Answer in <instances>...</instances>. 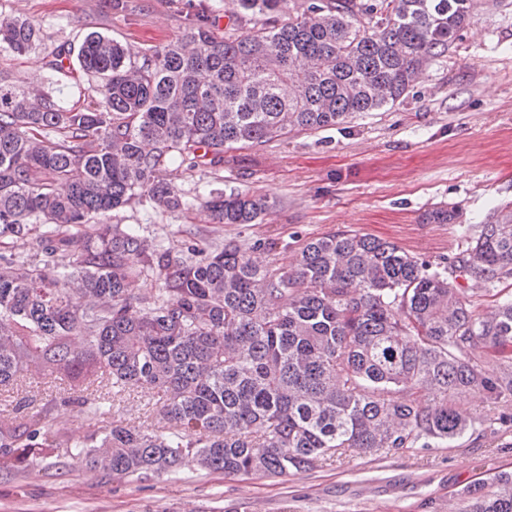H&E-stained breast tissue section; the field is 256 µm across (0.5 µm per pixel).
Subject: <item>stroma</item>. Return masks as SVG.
<instances>
[{
  "instance_id": "stroma-1",
  "label": "stroma",
  "mask_w": 512,
  "mask_h": 512,
  "mask_svg": "<svg viewBox=\"0 0 512 512\" xmlns=\"http://www.w3.org/2000/svg\"><path fill=\"white\" fill-rule=\"evenodd\" d=\"M207 11L216 33L232 28L228 0H0V13L37 24L41 47L16 56L0 47V71L21 84L41 83L47 49L78 45L89 32L131 52L175 40L188 17ZM167 176L185 210L143 203L110 213V224L137 225L167 246L204 228L210 190L265 196L259 224L215 227L212 237L243 247L269 239L267 260L295 254L308 240L353 231L395 243L434 264L469 246V229L512 199V0H478L448 56L436 60L401 104L285 141L226 151L218 172L175 163ZM454 209L431 224L436 205ZM80 394L41 373L0 391V417L52 404L56 427L75 439L94 423ZM158 395L128 390L112 401L115 419L153 427ZM512 471V426L403 453L347 452L311 471L278 478L227 476L197 467L122 480L82 460L41 462L0 473V512H468L462 490L490 473Z\"/></svg>"
}]
</instances>
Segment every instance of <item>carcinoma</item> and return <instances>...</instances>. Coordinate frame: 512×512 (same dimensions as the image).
<instances>
[{"mask_svg": "<svg viewBox=\"0 0 512 512\" xmlns=\"http://www.w3.org/2000/svg\"><path fill=\"white\" fill-rule=\"evenodd\" d=\"M238 34L200 18L128 53L98 32L77 60L95 81L64 107L0 76V241L42 231L43 263L0 253V387L24 370L112 394L157 390V430L111 420L73 443L52 408L0 422V471L83 459L108 475L181 466L228 475L313 470L336 452L452 442L473 427L456 395L512 397V201L495 206L445 267L366 235L307 241L288 260L188 232L173 254L134 226L81 227L150 200L178 211L167 164L214 168L224 152L346 123L402 101L470 21L475 0H233ZM35 24L0 14L22 56ZM72 48L46 55L48 84ZM210 224H256L258 195L213 189ZM153 293L137 292L142 280ZM492 304L472 309L470 287ZM136 306L139 317L128 309ZM471 512H512V472L467 487Z\"/></svg>", "mask_w": 512, "mask_h": 512, "instance_id": "cac0c4a2", "label": "carcinoma"}]
</instances>
